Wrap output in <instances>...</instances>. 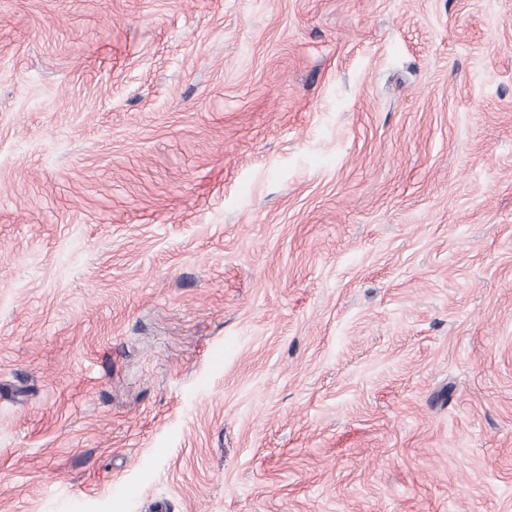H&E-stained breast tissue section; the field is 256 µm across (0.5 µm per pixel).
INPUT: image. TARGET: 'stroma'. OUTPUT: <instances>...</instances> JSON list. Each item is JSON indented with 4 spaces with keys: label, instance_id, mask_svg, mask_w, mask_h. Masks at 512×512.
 <instances>
[{
    "label": "stroma",
    "instance_id": "35a3bbf8",
    "mask_svg": "<svg viewBox=\"0 0 512 512\" xmlns=\"http://www.w3.org/2000/svg\"><path fill=\"white\" fill-rule=\"evenodd\" d=\"M0 512H512V0H0Z\"/></svg>",
    "mask_w": 512,
    "mask_h": 512
}]
</instances>
